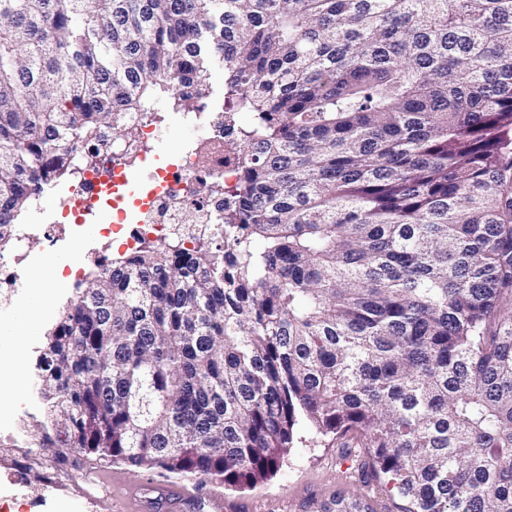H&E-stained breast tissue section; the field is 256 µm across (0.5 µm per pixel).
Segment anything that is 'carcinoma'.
Returning <instances> with one entry per match:
<instances>
[{"mask_svg":"<svg viewBox=\"0 0 512 512\" xmlns=\"http://www.w3.org/2000/svg\"><path fill=\"white\" fill-rule=\"evenodd\" d=\"M216 70L224 229L76 283L44 465L253 488L354 433L410 512H512V0H0V248L82 142L201 111Z\"/></svg>","mask_w":512,"mask_h":512,"instance_id":"1","label":"carcinoma"}]
</instances>
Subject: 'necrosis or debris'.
<instances>
[{"label":"necrosis or debris","instance_id":"obj_1","mask_svg":"<svg viewBox=\"0 0 512 512\" xmlns=\"http://www.w3.org/2000/svg\"><path fill=\"white\" fill-rule=\"evenodd\" d=\"M184 120L192 125L200 141L213 144L214 150L207 165H200L196 147L184 150L175 161L167 164H149L146 144L159 139L161 130L156 123L144 116H136L135 124L140 150L128 155V163L148 165L151 181L146 189L126 188L122 181L123 165L110 157L96 156L91 162H79L69 179V189L60 202L61 218L54 229L43 230L38 224H21L17 227L18 241L43 237L47 246L74 234L84 224L86 203L98 198L108 208L111 219L107 234L122 233V250L131 254L147 240L160 242L172 230L185 222L184 212H199L204 223L211 224L222 212L220 201L205 190L213 179L230 183L235 179L236 166L224 151L226 143L235 136L226 130L214 112H187ZM126 162V163H127Z\"/></svg>","mask_w":512,"mask_h":512}]
</instances>
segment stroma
<instances>
[{
    "label": "stroma",
    "mask_w": 512,
    "mask_h": 512,
    "mask_svg": "<svg viewBox=\"0 0 512 512\" xmlns=\"http://www.w3.org/2000/svg\"><path fill=\"white\" fill-rule=\"evenodd\" d=\"M163 128V137L149 145L150 155L160 159L180 154L195 139L193 127L177 114L167 113ZM26 248L32 261L21 270L23 297L8 315L0 316V344L24 353L31 365L44 332L56 321L60 308L52 306L50 314L33 330L23 325L22 317L37 299V281L53 280L58 270L70 263L74 249L61 241L50 250L38 239L27 242ZM366 460L361 448L348 453L335 437L305 434L303 443L291 449L275 476L253 488L225 490L224 512H308L309 507L342 491L366 495L377 512H406L409 501L390 490L386 477L373 472ZM109 472L113 495L130 510L150 496L153 484L160 481L153 472L123 465H112ZM24 493L34 504L33 512H100L94 502L99 492L86 483L81 469H69L50 488L37 481L34 472H27Z\"/></svg>",
    "instance_id": "obj_1"
}]
</instances>
